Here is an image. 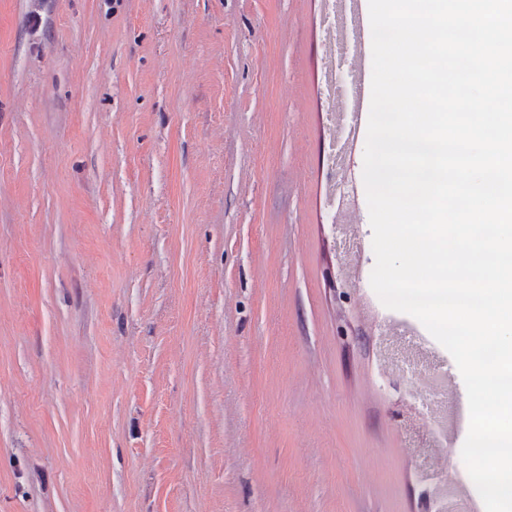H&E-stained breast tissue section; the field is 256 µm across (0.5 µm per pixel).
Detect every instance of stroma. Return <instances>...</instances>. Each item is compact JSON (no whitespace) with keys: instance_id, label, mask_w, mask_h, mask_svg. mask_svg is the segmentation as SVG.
<instances>
[{"instance_id":"stroma-1","label":"stroma","mask_w":512,"mask_h":512,"mask_svg":"<svg viewBox=\"0 0 512 512\" xmlns=\"http://www.w3.org/2000/svg\"><path fill=\"white\" fill-rule=\"evenodd\" d=\"M321 6L0 0V512H423L372 248L329 288Z\"/></svg>"}]
</instances>
